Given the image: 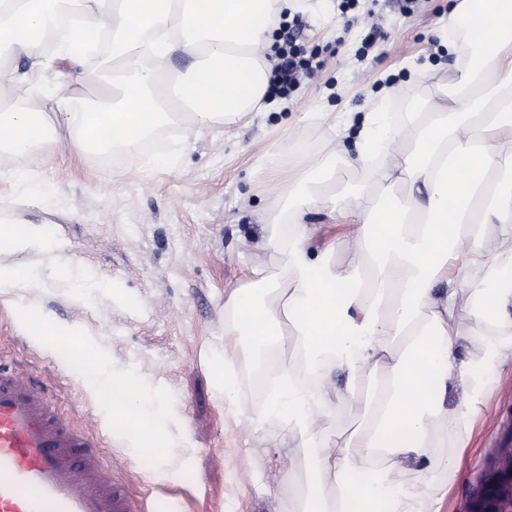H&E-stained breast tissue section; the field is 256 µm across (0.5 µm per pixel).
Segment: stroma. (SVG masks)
Masks as SVG:
<instances>
[{"mask_svg": "<svg viewBox=\"0 0 512 512\" xmlns=\"http://www.w3.org/2000/svg\"><path fill=\"white\" fill-rule=\"evenodd\" d=\"M297 38L320 67L271 110L241 124L201 130L177 127L166 143L180 153L174 168L147 167L138 155L112 166L74 159L58 144L36 171L48 186L43 201L19 205L0 158V215L53 225L71 259L73 280L60 284L38 251L0 252V262L31 266L39 287L0 292V354L32 368L49 395L71 414L93 415L105 437L106 463L136 497L178 500L181 512H285L291 485L305 477L293 436L279 421L252 429L216 392L213 362L224 354V292L241 284L265 219L288 174L262 164L276 149L302 165L320 153L322 112H365L387 91L407 122L436 81L455 66L440 43L448 0H310ZM432 75L415 83L413 65ZM99 287H91V280ZM54 327L78 326L117 370H134L172 419V465L127 447L52 337L31 334L27 309ZM512 424V359L492 376L463 443H449L454 467L441 480L431 512H468Z\"/></svg>", "mask_w": 512, "mask_h": 512, "instance_id": "35a3bbf8", "label": "stroma"}]
</instances>
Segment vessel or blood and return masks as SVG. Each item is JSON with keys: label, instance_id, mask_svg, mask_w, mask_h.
<instances>
[{"label": "vessel or blood", "instance_id": "b4317fda", "mask_svg": "<svg viewBox=\"0 0 512 512\" xmlns=\"http://www.w3.org/2000/svg\"><path fill=\"white\" fill-rule=\"evenodd\" d=\"M93 430L29 371L0 363V512H155L110 478Z\"/></svg>", "mask_w": 512, "mask_h": 512}]
</instances>
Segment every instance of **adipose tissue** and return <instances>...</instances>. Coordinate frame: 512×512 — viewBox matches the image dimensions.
I'll return each mask as SVG.
<instances>
[{
	"instance_id": "obj_1",
	"label": "adipose tissue",
	"mask_w": 512,
	"mask_h": 512,
	"mask_svg": "<svg viewBox=\"0 0 512 512\" xmlns=\"http://www.w3.org/2000/svg\"><path fill=\"white\" fill-rule=\"evenodd\" d=\"M308 9V0H0V48L29 60L25 81L40 85L48 56L68 69L62 95L35 108L0 88V156L19 161L11 177L20 203L44 196L24 162L46 147L64 141L83 158L118 147L134 153L182 118L227 127L269 108L272 20ZM99 25L111 46L102 66L87 67L71 47ZM443 33L459 64L424 109L409 124L392 123L381 97L363 116L351 202L336 199L344 150L332 129L314 167L270 212L246 281L224 293L215 382L253 429L280 419L301 448L306 477L287 512H428L440 486L412 493L401 481L405 464L448 469L436 450L449 426L469 428L491 373L512 356V181L502 178L512 170V0H452ZM177 52L194 63L174 77L167 61ZM399 139L400 154L392 150ZM320 203L365 246L364 262L337 261L340 239L310 255L315 227L304 215ZM483 235L486 248L466 252ZM3 244L38 249L58 281H71L51 225L1 223ZM271 264L277 274H268ZM462 302L484 330L467 358L458 354ZM55 334L85 362V385L129 445L164 459L168 416L145 402L141 379L80 343L78 327ZM290 346L298 356L278 361L264 404L239 401L233 363L250 366ZM338 370L350 377L342 393L332 378ZM363 378L371 385L365 397ZM452 388L461 397L451 409ZM352 403L359 428L325 441L336 410Z\"/></svg>"
}]
</instances>
